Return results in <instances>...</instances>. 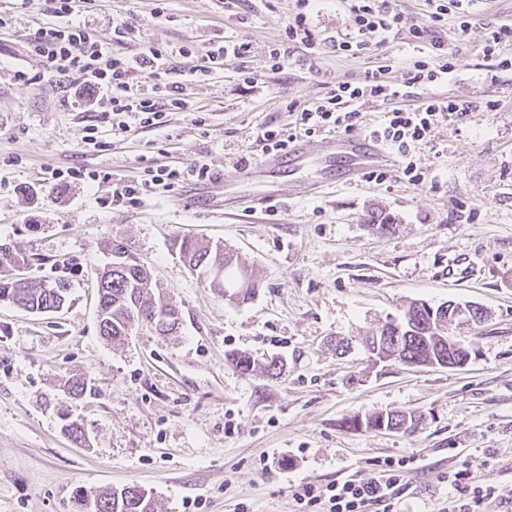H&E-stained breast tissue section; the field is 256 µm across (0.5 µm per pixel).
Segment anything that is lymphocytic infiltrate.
<instances>
[{
    "label": "lymphocytic infiltrate",
    "mask_w": 512,
    "mask_h": 512,
    "mask_svg": "<svg viewBox=\"0 0 512 512\" xmlns=\"http://www.w3.org/2000/svg\"><path fill=\"white\" fill-rule=\"evenodd\" d=\"M83 2L46 0L53 21L37 28L26 40V52L37 61L38 68L31 72L15 71L14 78L24 83L45 77L65 80L74 97L88 102L98 114L97 124L85 130L84 144H96L103 123L110 124L116 136L127 133L134 120L142 126H164L167 110L188 108V87L223 69L225 60L241 61L240 72L246 83L254 85L261 78L260 72L244 65L245 59L251 58L255 51L252 41L246 38L210 44L199 65L187 72L176 65L177 57L189 54L186 45L148 46L133 56L113 52L92 29L75 22ZM425 2L427 20L408 25L393 0H350L355 33L349 37H329L328 45L333 53L363 55L371 51L374 43H386L405 31L411 41L426 48V57L413 61L403 83L397 86L387 80L388 68L384 65L365 71L358 81L336 83L311 107L302 109L289 130L263 128L257 139L264 151H284L301 134L354 131L361 124L360 104L376 99L385 103L387 110L382 123L369 127V135L396 153L408 181H421L422 174L412 159L416 145L429 138L439 124H457L471 108L470 101L438 90L460 65L457 51L449 47L439 29L449 9H463L466 0ZM312 4L313 0H297L296 11L280 43L267 47L266 70L282 69L286 58L282 44L315 47L318 35L309 22ZM210 176L207 164L200 162L181 167L158 166L137 185L113 179L108 173L102 175L80 168L51 171L52 179L62 184L110 182L112 199L116 202L135 200L144 190L167 189L179 182L202 181ZM407 473L406 461L390 460L378 477L368 481L350 476L325 485L300 484L294 500L304 507L323 506L325 512H395ZM448 481L455 495L448 502L447 512H487L493 492L475 482L471 469L449 474Z\"/></svg>",
    "instance_id": "f902f5d3"
}]
</instances>
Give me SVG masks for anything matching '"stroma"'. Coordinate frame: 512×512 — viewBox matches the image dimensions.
I'll return each instance as SVG.
<instances>
[{
  "label": "stroma",
  "mask_w": 512,
  "mask_h": 512,
  "mask_svg": "<svg viewBox=\"0 0 512 512\" xmlns=\"http://www.w3.org/2000/svg\"><path fill=\"white\" fill-rule=\"evenodd\" d=\"M163 16H155L156 4ZM296 0H96L90 26L114 51L191 46L179 69L198 65L209 43L252 41L257 86L237 62L192 84L188 110H171L161 128L132 125L124 136L102 130L81 138L96 114L72 105L48 79L17 83L31 66L24 41L47 21L34 0L11 33L0 34V243L29 256V276L61 279L63 309L39 314L0 302V512H91L100 492L138 486L157 512H297L302 483L377 476L386 459H411L399 512H439L449 472L476 471L494 488L498 512L512 499V71L490 69L478 53L490 27L512 22V0H480L467 35H442L461 65L447 91L471 101L458 125H438L413 159L423 174L334 183L316 196L277 203L261 214L188 206L189 183L142 193L117 205L109 184H57L54 168L84 167L133 182L147 168L207 163L228 174L250 154L260 162L258 128L288 129L295 114L339 81H355L378 61L402 83L419 54L397 36L359 57L327 44L291 50L284 69L266 71L262 50L283 34ZM131 34L115 39L114 25ZM320 37L347 34L342 0H318ZM392 228L379 233L377 217ZM190 236L222 242L247 259L254 298L236 304L214 294L173 248ZM120 240L165 288L181 313L176 335L134 326L121 345L99 334L97 272L104 242ZM485 308V323H454L449 335L469 345L461 369L378 363L368 332L412 302ZM351 350L336 351V338ZM246 353L278 357L271 377L230 362ZM78 377L90 390L70 397ZM420 415L415 432L349 430L344 418L374 411ZM83 424L85 445L65 434Z\"/></svg>",
  "instance_id": "35a3bbf8"
}]
</instances>
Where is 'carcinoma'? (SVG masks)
Returning <instances> with one entry per match:
<instances>
[{"label":"carcinoma","mask_w":512,"mask_h":512,"mask_svg":"<svg viewBox=\"0 0 512 512\" xmlns=\"http://www.w3.org/2000/svg\"><path fill=\"white\" fill-rule=\"evenodd\" d=\"M113 242L107 241L102 250L108 256L112 269L103 270L104 284L98 289L99 334L107 342L123 343L133 329V320L155 321V329L162 335L171 334L179 328V309L170 298H161L157 283L140 263L134 253L123 259L112 254ZM179 257L203 278L205 287L222 296L227 290L237 296V302L251 300L255 288L242 287V271L245 262L228 253L224 254L223 272L220 280L212 276V268L217 257L218 245L203 243L183 237L175 242ZM27 260L24 253L8 243L0 244V300H7L31 312H43L48 302L61 301L66 283H49L30 277L22 280L16 277L19 261ZM430 311L427 303H411L402 320H388L366 337V347L372 351L384 348L393 353L395 349L408 354L411 359L424 363L430 356L445 350L448 341L447 329L430 327ZM397 420L409 422L414 427L417 422L412 412H374L362 418L353 417L346 422L352 429L378 430L382 424ZM92 512H155L152 496L144 495L141 488L130 486L115 488L99 494L93 501Z\"/></svg>","instance_id":"carcinoma-1"}]
</instances>
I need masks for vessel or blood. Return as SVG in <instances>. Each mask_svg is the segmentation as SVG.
Instances as JSON below:
<instances>
[{"label": "vessel or blood", "instance_id": "obj_1", "mask_svg": "<svg viewBox=\"0 0 512 512\" xmlns=\"http://www.w3.org/2000/svg\"><path fill=\"white\" fill-rule=\"evenodd\" d=\"M346 163L345 178L347 183H355L365 171L376 167H393V154L373 138L364 134L336 133L326 137L322 142L319 159L320 173H327L336 159ZM308 162L307 153L301 147H294L286 153L266 156L260 163H241L233 170V176L240 184L252 185L278 167L288 166L298 169ZM302 193L297 185H271L264 191L246 196L245 201L251 209H258L277 199H298Z\"/></svg>", "mask_w": 512, "mask_h": 512}]
</instances>
